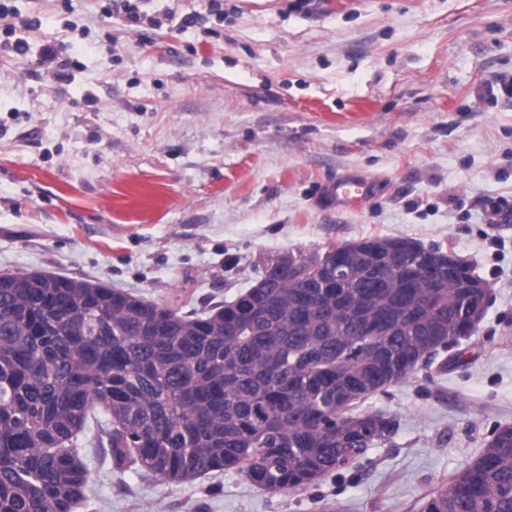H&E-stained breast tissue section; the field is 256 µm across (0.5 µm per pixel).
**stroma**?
Here are the masks:
<instances>
[{
    "label": "stroma",
    "mask_w": 512,
    "mask_h": 512,
    "mask_svg": "<svg viewBox=\"0 0 512 512\" xmlns=\"http://www.w3.org/2000/svg\"><path fill=\"white\" fill-rule=\"evenodd\" d=\"M0 30V274L85 278L159 304L233 301L268 253L400 237L489 286L448 369L365 404L394 430L296 493L223 472L190 483L112 467L88 425L97 512H420L512 426V0H13ZM74 66H38L44 47ZM372 183L360 204L330 187Z\"/></svg>",
    "instance_id": "stroma-1"
}]
</instances>
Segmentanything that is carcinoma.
<instances>
[{"label":"carcinoma","instance_id":"cac0c4a2","mask_svg":"<svg viewBox=\"0 0 512 512\" xmlns=\"http://www.w3.org/2000/svg\"><path fill=\"white\" fill-rule=\"evenodd\" d=\"M355 278L307 271L326 249L261 257L232 302L183 311L86 279L0 274V512H93L79 440L90 419L112 464L167 483L235 471L288 493L390 434L360 409L455 347L466 276L428 287L426 248L378 238ZM422 512H512V428L432 492Z\"/></svg>","mask_w":512,"mask_h":512}]
</instances>
